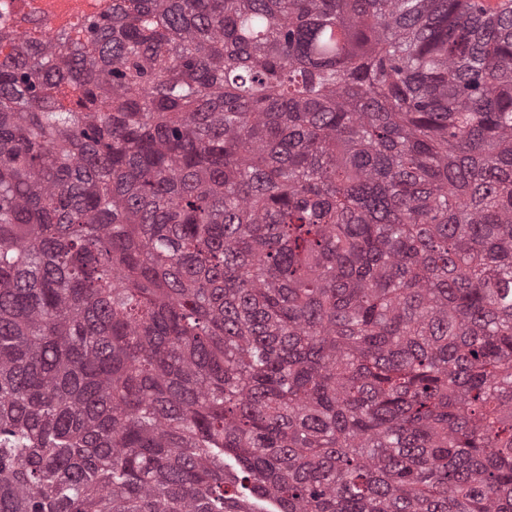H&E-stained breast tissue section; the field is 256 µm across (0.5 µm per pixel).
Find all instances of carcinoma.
Masks as SVG:
<instances>
[{
    "label": "carcinoma",
    "instance_id": "cac0c4a2",
    "mask_svg": "<svg viewBox=\"0 0 512 512\" xmlns=\"http://www.w3.org/2000/svg\"><path fill=\"white\" fill-rule=\"evenodd\" d=\"M480 10L0 25V512H512V9Z\"/></svg>",
    "mask_w": 512,
    "mask_h": 512
}]
</instances>
